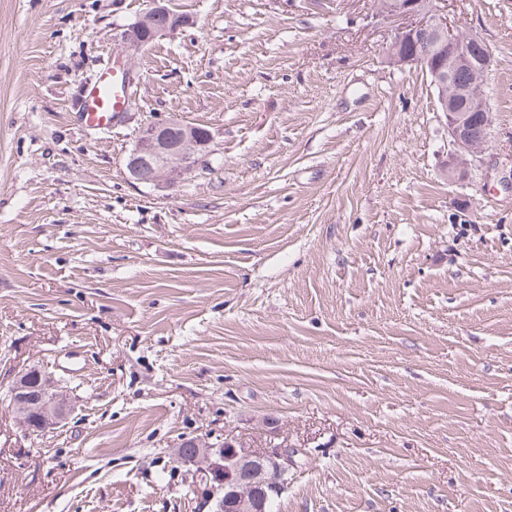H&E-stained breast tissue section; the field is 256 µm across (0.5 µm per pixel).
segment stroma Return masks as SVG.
Here are the masks:
<instances>
[{
	"instance_id": "35a3bbf8",
	"label": "stroma",
	"mask_w": 512,
	"mask_h": 512,
	"mask_svg": "<svg viewBox=\"0 0 512 512\" xmlns=\"http://www.w3.org/2000/svg\"><path fill=\"white\" fill-rule=\"evenodd\" d=\"M150 3L0 0V382L76 385L42 433L0 412V512H196L172 445L262 418L309 456L277 512H512V0H444L495 60L462 182L374 0H172L191 25L123 58ZM169 116L215 154L133 183ZM127 79L120 63L102 67L85 86L80 113L86 127L112 131L123 121L126 110Z\"/></svg>"
}]
</instances>
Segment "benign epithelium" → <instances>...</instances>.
Listing matches in <instances>:
<instances>
[{"label": "benign epithelium", "instance_id": "1", "mask_svg": "<svg viewBox=\"0 0 512 512\" xmlns=\"http://www.w3.org/2000/svg\"><path fill=\"white\" fill-rule=\"evenodd\" d=\"M440 0H390L380 6L378 15L391 24L393 38L389 63L409 67L430 78L437 90L439 110L443 112L448 140L453 150L448 154V180L465 179L476 157L491 137L492 115L483 86V78L494 65L493 55L483 38L465 35L448 22V13ZM188 18L171 7V0H152L151 6L125 29L123 51L133 56L144 49L142 34L156 40L177 32ZM412 46L407 52L404 46ZM460 68L474 76L468 87L454 83ZM479 113L481 134L473 135L472 113ZM173 128L180 129L176 137ZM213 137L177 118L151 121L139 133L133 149L125 158L129 179L138 184L162 188L193 174L199 161L214 154ZM69 385L49 377L36 388L16 379L0 397L7 404L18 425L34 431L28 417L40 413L44 428L66 418L70 406ZM192 446L196 452L178 459L190 466L194 476L186 499L202 506L210 505L214 495L203 491L200 482H215L224 495V512H265L269 496L282 492L288 474L298 467V449L287 440L275 442L269 432L236 434L224 432V439L214 442L199 437Z\"/></svg>", "mask_w": 512, "mask_h": 512}]
</instances>
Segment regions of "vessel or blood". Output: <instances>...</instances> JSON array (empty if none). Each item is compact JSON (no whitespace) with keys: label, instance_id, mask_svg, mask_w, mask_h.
Segmentation results:
<instances>
[{"label":"vessel or blood","instance_id":"obj_1","mask_svg":"<svg viewBox=\"0 0 512 512\" xmlns=\"http://www.w3.org/2000/svg\"><path fill=\"white\" fill-rule=\"evenodd\" d=\"M126 90L127 79L120 63L102 67L84 88L80 113L86 127L108 131L122 122Z\"/></svg>","mask_w":512,"mask_h":512}]
</instances>
